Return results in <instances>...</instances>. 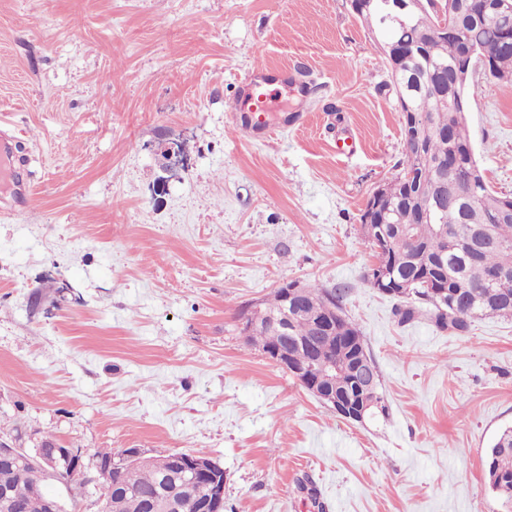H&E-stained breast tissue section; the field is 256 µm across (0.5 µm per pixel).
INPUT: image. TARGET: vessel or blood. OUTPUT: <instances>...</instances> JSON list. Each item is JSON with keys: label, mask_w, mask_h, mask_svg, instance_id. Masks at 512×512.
<instances>
[{"label": "vessel or blood", "mask_w": 512, "mask_h": 512, "mask_svg": "<svg viewBox=\"0 0 512 512\" xmlns=\"http://www.w3.org/2000/svg\"><path fill=\"white\" fill-rule=\"evenodd\" d=\"M294 82L293 74L285 67L259 65L248 71L238 82V97L241 102V113L236 117L238 125L254 139L265 138L266 126L261 114L269 109V86L291 85Z\"/></svg>", "instance_id": "obj_1"}]
</instances>
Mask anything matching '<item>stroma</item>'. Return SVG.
Returning a JSON list of instances; mask_svg holds the SVG:
<instances>
[{
  "instance_id": "35a3bbf8",
  "label": "stroma",
  "mask_w": 512,
  "mask_h": 512,
  "mask_svg": "<svg viewBox=\"0 0 512 512\" xmlns=\"http://www.w3.org/2000/svg\"><path fill=\"white\" fill-rule=\"evenodd\" d=\"M259 62L308 87H275L263 141L232 112ZM469 102L512 195V83L476 69ZM0 122L30 170L24 203L0 186V432L209 457L225 512H504L512 321L403 324L364 280L359 217L404 141L351 0H0ZM290 281L347 288L387 415L345 421L246 343L242 307ZM489 486L502 500L506 512L512 511V427L496 437L487 452Z\"/></svg>"
}]
</instances>
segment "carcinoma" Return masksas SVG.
Here are the masks:
<instances>
[{
  "label": "carcinoma",
  "mask_w": 512,
  "mask_h": 512,
  "mask_svg": "<svg viewBox=\"0 0 512 512\" xmlns=\"http://www.w3.org/2000/svg\"><path fill=\"white\" fill-rule=\"evenodd\" d=\"M358 19L375 35L387 55V65L401 98V112L426 116L430 127L414 128L403 122L406 152L397 174L383 184L385 194L366 202L360 216L362 231L374 256H383L394 286L383 288L365 277L383 295L407 300L398 309L403 323L426 317L437 329L465 332L486 316L512 320V196H499L478 174L469 189L471 205L457 201L454 191L440 199L437 168L441 161L455 163L463 173L479 168L467 124L469 88L455 85L452 74L466 64L488 61L499 81L512 79V42L503 30L512 27V15L481 20L472 15L482 0H467L464 11L446 32L434 29L435 13L450 0H422L424 9L400 11L382 0H358ZM491 226L493 240L477 250L474 230ZM493 269L506 277L495 288L483 284L481 272ZM305 297L288 321V336L278 326L263 324L246 337L262 351L288 340L301 342L296 363L312 357L306 344L312 338L313 316L329 307L343 315V293L338 288L303 285ZM336 335L350 344L363 341L360 330L343 317ZM30 453L16 463H0V488L8 487L24 512H45L44 501L54 497L47 482L33 487L23 474ZM93 458L112 459V470L98 482L112 489L105 512H148L152 499L172 498L174 512H200L207 497V481L182 486L167 455H150L129 464L124 452L98 451ZM489 486L512 512V427L502 430L487 452Z\"/></svg>",
  "instance_id": "cac0c4a2"
}]
</instances>
